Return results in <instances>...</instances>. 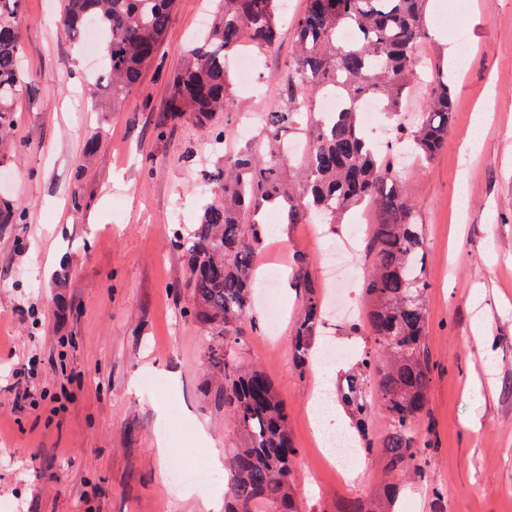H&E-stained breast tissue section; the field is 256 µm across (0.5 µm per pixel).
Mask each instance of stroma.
I'll list each match as a JSON object with an SVG mask.
<instances>
[{
  "label": "stroma",
  "instance_id": "35a3bbf8",
  "mask_svg": "<svg viewBox=\"0 0 512 512\" xmlns=\"http://www.w3.org/2000/svg\"><path fill=\"white\" fill-rule=\"evenodd\" d=\"M453 2L428 0L424 53L455 47V31L440 21ZM212 6L177 0L138 89L91 112L93 89L79 81L91 57L64 31L59 0H21L29 87L0 163V193L28 207L23 223L0 227V505L8 512H201L202 498L226 490L217 466L192 492L169 485L184 458L209 461L240 442L214 398L206 330L188 315L189 268L174 239L192 231L207 201L199 171L239 147V115L279 100L295 48L291 20L306 2L288 0L289 19L276 47L261 53L255 84L233 86L216 126L166 120L168 81ZM465 34L470 51L449 72L448 140L429 164L400 169L425 226L433 373L421 422L429 479L407 481L396 512H512V0H468ZM481 108L489 119L479 144L462 153ZM220 127L227 135L217 150ZM77 180L87 200L80 210L70 204ZM262 220L281 224L273 211ZM359 221L378 215L356 212L315 234L281 224L266 232L257 266L291 270L302 256L328 288L326 251ZM275 298L281 323L269 329L267 305L255 299L238 356L267 371L286 406L299 512H335L338 499L376 493L381 464L359 457L352 474L320 454L307 409L319 371L298 367L289 345L302 301L284 287ZM352 322L326 307L315 344L348 370L366 345L350 335Z\"/></svg>",
  "mask_w": 512,
  "mask_h": 512
}]
</instances>
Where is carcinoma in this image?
<instances>
[{
	"instance_id": "obj_1",
	"label": "carcinoma",
	"mask_w": 512,
	"mask_h": 512,
	"mask_svg": "<svg viewBox=\"0 0 512 512\" xmlns=\"http://www.w3.org/2000/svg\"><path fill=\"white\" fill-rule=\"evenodd\" d=\"M427 0H307L295 19L296 50L288 66L283 100L262 112L260 149L247 144L224 158V167L201 174L208 189L192 233L175 241L188 260L192 318L207 327L212 368L224 376L215 399L242 435L241 446L224 463V512H297L291 493L298 454L287 414L267 372L239 364L242 324L252 310L255 258L264 229L256 220L274 204L284 224H343L368 202L378 212L370 239L371 268L362 284L363 315L350 334L370 345L358 356L337 400L349 410L361 452L382 463L380 490L370 497L336 501V512H395L406 477L427 480L424 417L432 383L426 345L429 283L425 273L424 225L396 171L392 149L381 148L365 131V103L378 101L390 118L412 104L423 85L427 99L413 118L393 126L394 139L407 140L422 163L431 162L448 140L454 112L448 74L421 61L430 38ZM20 0H0V152L11 140L16 105L28 89ZM175 0H61L63 25L80 41L88 26L99 28L103 66L94 88L116 106L141 82L172 19ZM279 0H217L206 35L184 55L169 80L166 112L201 127L216 123L231 107L224 61L248 44L267 50L280 30ZM353 32L345 39L343 34ZM339 94L341 111L302 125L313 102ZM304 131L309 154L287 162L283 136ZM26 206L0 197V224H20ZM291 285L302 299L290 347L298 366L312 364L323 297L297 259ZM387 421L377 440L366 421L373 404Z\"/></svg>"
}]
</instances>
